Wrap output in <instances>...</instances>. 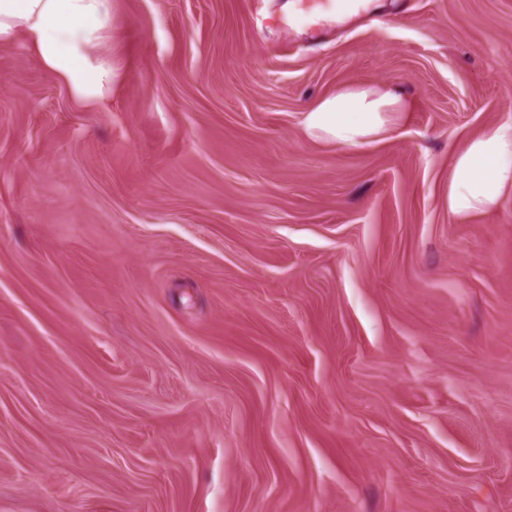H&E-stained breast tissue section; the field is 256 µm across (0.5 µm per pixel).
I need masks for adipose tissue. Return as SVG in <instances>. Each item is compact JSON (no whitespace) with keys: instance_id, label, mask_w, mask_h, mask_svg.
<instances>
[{"instance_id":"obj_1","label":"adipose tissue","mask_w":512,"mask_h":512,"mask_svg":"<svg viewBox=\"0 0 512 512\" xmlns=\"http://www.w3.org/2000/svg\"><path fill=\"white\" fill-rule=\"evenodd\" d=\"M112 34L110 0H0V44L24 40L40 65L82 103L112 90L111 64L99 52ZM408 110L386 83L347 85L304 112L305 130L358 150L386 137ZM512 193V120L488 126L457 150L448 177V212L459 222L494 210Z\"/></svg>"}]
</instances>
